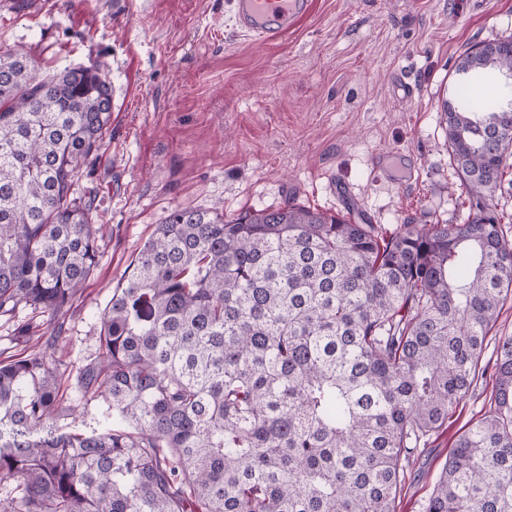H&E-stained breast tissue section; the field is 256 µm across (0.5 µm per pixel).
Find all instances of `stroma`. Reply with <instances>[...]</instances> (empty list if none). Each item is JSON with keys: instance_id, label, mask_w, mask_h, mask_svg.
Here are the masks:
<instances>
[{"instance_id": "obj_1", "label": "stroma", "mask_w": 512, "mask_h": 512, "mask_svg": "<svg viewBox=\"0 0 512 512\" xmlns=\"http://www.w3.org/2000/svg\"><path fill=\"white\" fill-rule=\"evenodd\" d=\"M311 2L288 35L259 43L239 33L232 0H0V51L25 48L51 72L98 61L112 86L111 131L79 179L102 226L99 266L62 315L57 345L31 309L0 317V360L52 347L69 371L62 398L75 402L73 373L95 354L100 311L177 207L233 216L291 198L388 231L407 218L456 223L462 189L442 102L467 47L512 36V0ZM491 391L478 379L421 446L398 512H422Z\"/></svg>"}]
</instances>
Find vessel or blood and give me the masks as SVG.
<instances>
[{
    "label": "vessel or blood",
    "mask_w": 512,
    "mask_h": 512,
    "mask_svg": "<svg viewBox=\"0 0 512 512\" xmlns=\"http://www.w3.org/2000/svg\"><path fill=\"white\" fill-rule=\"evenodd\" d=\"M241 32L271 41L288 32L310 9V0H232Z\"/></svg>",
    "instance_id": "obj_1"
}]
</instances>
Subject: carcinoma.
I'll list each match as a JSON object with an SVG mask.
<instances>
[{"label": "carcinoma", "mask_w": 512, "mask_h": 512, "mask_svg": "<svg viewBox=\"0 0 512 512\" xmlns=\"http://www.w3.org/2000/svg\"><path fill=\"white\" fill-rule=\"evenodd\" d=\"M506 74L476 105V80ZM442 123L459 224H376L289 199L175 208L100 315L63 405L45 350L0 361L3 512H397L420 442L480 372L512 296L493 196L512 154V38L460 55ZM101 65L0 53V317L47 326L98 267L81 162L110 130ZM489 409L459 432L424 512H512V336ZM97 408L96 426L73 423Z\"/></svg>", "instance_id": "1"}]
</instances>
